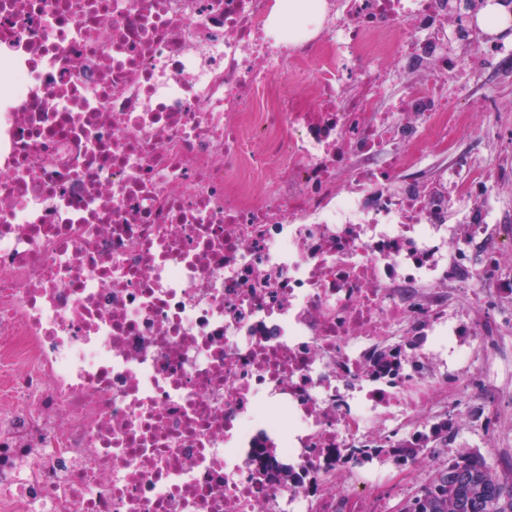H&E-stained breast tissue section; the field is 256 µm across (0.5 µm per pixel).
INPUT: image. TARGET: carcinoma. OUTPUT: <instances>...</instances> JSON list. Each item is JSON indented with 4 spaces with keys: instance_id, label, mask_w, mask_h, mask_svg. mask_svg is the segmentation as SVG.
I'll return each mask as SVG.
<instances>
[{
    "instance_id": "carcinoma-1",
    "label": "carcinoma",
    "mask_w": 512,
    "mask_h": 512,
    "mask_svg": "<svg viewBox=\"0 0 512 512\" xmlns=\"http://www.w3.org/2000/svg\"><path fill=\"white\" fill-rule=\"evenodd\" d=\"M423 448H392L379 457L406 465ZM399 512H512V482L505 483L478 456L458 454L450 466L437 471L431 481L408 498Z\"/></svg>"
}]
</instances>
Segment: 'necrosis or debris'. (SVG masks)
<instances>
[{
  "mask_svg": "<svg viewBox=\"0 0 512 512\" xmlns=\"http://www.w3.org/2000/svg\"><path fill=\"white\" fill-rule=\"evenodd\" d=\"M276 2L0 0V512H384L420 476L369 455L447 466L493 392L461 139L501 106L443 87L512 47L461 0ZM279 11L280 23L291 30L290 26L296 24L301 28L313 16V5L306 6L304 3L300 5H289L280 3L277 5Z\"/></svg>",
  "mask_w": 512,
  "mask_h": 512,
  "instance_id": "4bbe7bcc",
  "label": "necrosis or debris"
}]
</instances>
